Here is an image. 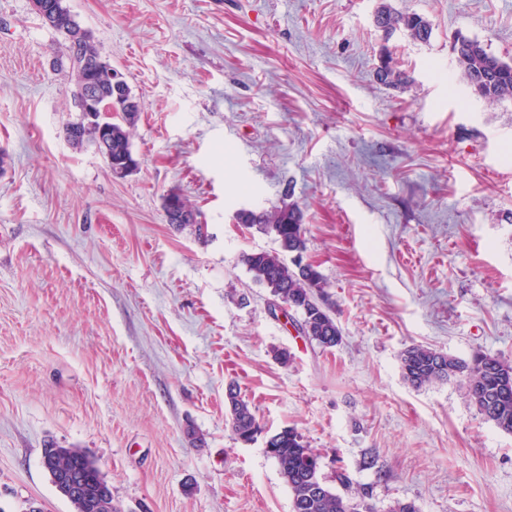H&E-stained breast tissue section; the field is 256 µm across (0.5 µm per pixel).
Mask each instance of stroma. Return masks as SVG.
Returning a JSON list of instances; mask_svg holds the SVG:
<instances>
[{"mask_svg": "<svg viewBox=\"0 0 512 512\" xmlns=\"http://www.w3.org/2000/svg\"><path fill=\"white\" fill-rule=\"evenodd\" d=\"M379 2L65 0L141 106L118 178L64 137L61 36L0 0V512H73L50 444L86 450L119 512H291L265 452L285 428L379 512H512V433L400 369L414 344L512 363V99L475 94L451 50L512 63V0H388L431 22L425 43L384 36ZM384 48L406 84L378 80ZM172 192L202 231L167 222ZM291 202L333 348L242 260L275 242L235 212ZM227 399L233 434L241 441H252L261 432V427L249 403L240 397L233 386L229 388Z\"/></svg>", "mask_w": 512, "mask_h": 512, "instance_id": "1", "label": "stroma"}]
</instances>
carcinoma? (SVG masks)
Returning a JSON list of instances; mask_svg holds the SVG:
<instances>
[{
    "label": "carcinoma",
    "instance_id": "cac0c4a2",
    "mask_svg": "<svg viewBox=\"0 0 512 512\" xmlns=\"http://www.w3.org/2000/svg\"><path fill=\"white\" fill-rule=\"evenodd\" d=\"M52 5L48 27L59 33L80 28L64 0H46ZM376 23L390 36L403 30L416 41L427 42L432 24L415 13H402L381 3L376 11ZM455 60L468 84L480 96L489 100L512 98V64L487 52L483 45L463 36L454 40ZM93 37H88L79 49L65 45V53L56 58L55 71L68 77L81 88L87 71L96 70L95 90L106 101L112 100V82L107 66ZM378 79L388 85H398L406 79L404 73L384 65L377 70ZM140 112L139 103L117 106L109 123L107 148H97L102 157H112V164L127 159L135 162L131 143L132 130ZM66 140L76 149L94 146L95 134L82 128L79 120L64 127ZM235 220L249 228L273 236L278 248L247 253L243 261L256 283L269 289L274 297L285 296L290 308L301 313L300 330L308 339L323 348H333L342 341V334L332 314V307L323 297L325 282L317 267L288 266L286 258L306 250L304 213L296 203L284 204L271 210L256 212L241 209ZM401 371L405 381L416 388L436 383H461L477 413L497 428L512 433V364L496 355L475 351L467 359L450 356L423 345H413L401 356ZM230 424L233 434L241 441H251L261 427L247 401L235 388L227 393ZM266 454L278 464L280 473L292 494L291 512H377L368 494H348L351 479L343 468L336 470V486L327 484L321 475L320 455L303 441L295 430L285 428L267 439ZM43 458L53 461V468H65L80 476L90 492L106 484L93 459L79 448L44 449Z\"/></svg>",
    "mask_w": 512,
    "mask_h": 512
}]
</instances>
